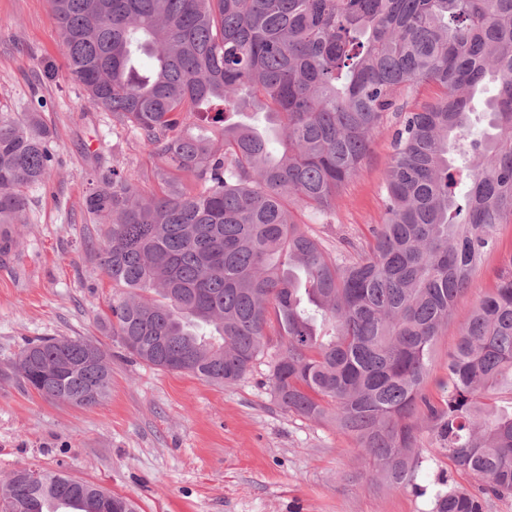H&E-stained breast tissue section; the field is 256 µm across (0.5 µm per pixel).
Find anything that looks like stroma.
Returning <instances> with one entry per match:
<instances>
[{"mask_svg":"<svg viewBox=\"0 0 512 512\" xmlns=\"http://www.w3.org/2000/svg\"><path fill=\"white\" fill-rule=\"evenodd\" d=\"M37 100L54 162L28 192L15 245L0 254V372L27 340L84 338L104 351L112 384L105 400L79 407L0 380V483L23 466L61 471L131 498L138 512H430L440 481L472 486L425 432L413 482L389 488L349 436L278 403L269 357L237 383L216 385L131 356L102 326L114 290L97 264L102 232L84 200L91 175L111 168L138 172L150 193L156 162L69 79L49 0H0V112ZM391 153L390 131L374 136L329 220L299 213L308 233L344 253L371 240L385 220ZM496 238L436 338L424 383L431 402L448 395L460 325L512 255V223L498 225Z\"/></svg>","mask_w":512,"mask_h":512,"instance_id":"35a3bbf8","label":"stroma"}]
</instances>
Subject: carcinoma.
<instances>
[{
	"mask_svg": "<svg viewBox=\"0 0 512 512\" xmlns=\"http://www.w3.org/2000/svg\"><path fill=\"white\" fill-rule=\"evenodd\" d=\"M69 78L90 105L161 162L158 190L101 174L85 198L103 227L96 256L112 285L104 326L156 368L211 384L241 380L275 342V397L330 421L391 488L413 481L430 432L477 487L440 483L432 512H485L512 497V256L461 326L448 399L423 391L432 347L471 272L512 222V0H50ZM155 60L140 76L135 52ZM492 132L471 138L470 101L486 78ZM435 96L399 113L384 224L356 255L311 237L292 208L326 218L398 95ZM279 128L284 149L240 120ZM198 115L212 134L190 132ZM41 113L0 112V253L11 250L26 190L52 165ZM470 182L459 197L457 181ZM26 391L75 406L107 397L112 369L92 341L29 342L12 365ZM50 497L99 512L94 483L24 469L0 485V512H44Z\"/></svg>",
	"mask_w": 512,
	"mask_h": 512,
	"instance_id": "obj_1",
	"label": "carcinoma"
}]
</instances>
